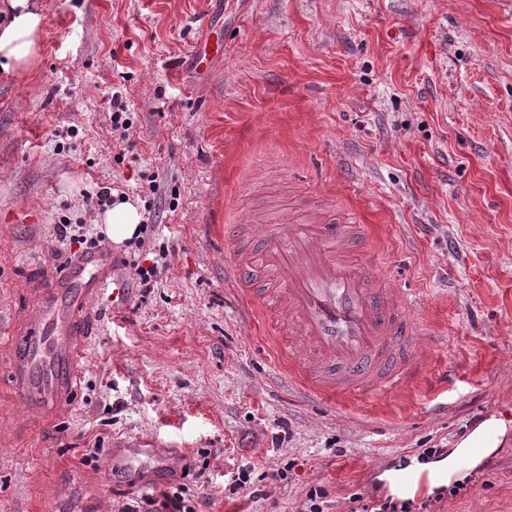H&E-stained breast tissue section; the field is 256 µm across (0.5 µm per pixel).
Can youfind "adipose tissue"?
Instances as JSON below:
<instances>
[{"instance_id":"1","label":"adipose tissue","mask_w":512,"mask_h":512,"mask_svg":"<svg viewBox=\"0 0 512 512\" xmlns=\"http://www.w3.org/2000/svg\"><path fill=\"white\" fill-rule=\"evenodd\" d=\"M42 29L38 0H0V74L19 75L37 64ZM140 221L137 205L129 200L112 204L102 216L106 232L116 244L131 239ZM511 436V423L490 416L462 436L447 456L414 464L413 469L426 473L432 491L454 481L462 482Z\"/></svg>"}]
</instances>
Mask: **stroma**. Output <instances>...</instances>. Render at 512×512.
<instances>
[{
	"mask_svg": "<svg viewBox=\"0 0 512 512\" xmlns=\"http://www.w3.org/2000/svg\"><path fill=\"white\" fill-rule=\"evenodd\" d=\"M38 64L0 75V320L22 331L30 282L71 244L104 238L87 197L135 201L144 247L115 246L125 298L104 291L67 411L43 415L7 382L0 334V512H118L117 440L179 452L206 512L369 508L381 474L448 453L512 417V0H40ZM223 55L199 66L208 32ZM121 89L131 138L112 132ZM321 209L367 228L436 335L412 343L423 378L383 397L325 401L288 387L270 309L241 317L225 225ZM156 268L150 287L134 268ZM288 466L282 482L263 479ZM245 469L256 493L225 497ZM439 512H512V444Z\"/></svg>",
	"mask_w": 512,
	"mask_h": 512,
	"instance_id": "stroma-1",
	"label": "stroma"
}]
</instances>
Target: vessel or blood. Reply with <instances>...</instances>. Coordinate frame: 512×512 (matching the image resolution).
Wrapping results in <instances>:
<instances>
[{
    "mask_svg": "<svg viewBox=\"0 0 512 512\" xmlns=\"http://www.w3.org/2000/svg\"><path fill=\"white\" fill-rule=\"evenodd\" d=\"M360 224L254 225L249 251L224 266V276L243 293V310L263 294L275 299L271 322L284 342L283 358L299 361L292 381L323 398L385 396L418 376L409 349L431 335L391 287L385 267L370 265L358 251ZM111 248L76 255L64 274L34 291L35 316L15 339L10 385L41 409L66 403L83 373L84 338L90 306L102 288L127 293L115 274ZM112 476L121 487L147 490L159 471L178 466L166 443L153 436L119 443L110 454Z\"/></svg>",
    "mask_w": 512,
    "mask_h": 512,
    "instance_id": "b4317fda",
    "label": "vessel or blood"
}]
</instances>
